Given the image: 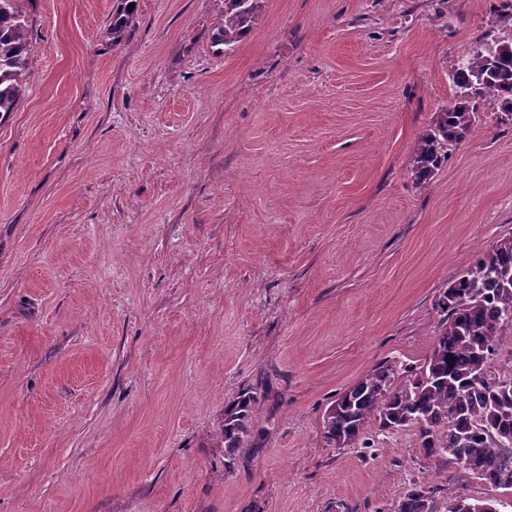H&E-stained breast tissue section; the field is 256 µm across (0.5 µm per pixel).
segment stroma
Masks as SVG:
<instances>
[{
  "instance_id": "1",
  "label": "stroma",
  "mask_w": 512,
  "mask_h": 512,
  "mask_svg": "<svg viewBox=\"0 0 512 512\" xmlns=\"http://www.w3.org/2000/svg\"><path fill=\"white\" fill-rule=\"evenodd\" d=\"M20 0L0 120V512H392L512 491L412 430L335 448L326 411L412 364L440 293L512 235V121L481 106L416 186L419 136L512 0ZM257 393L227 453L224 408ZM18 0H0V113L14 112L30 61L28 27ZM259 0H225L224 24L215 42L224 50L233 49L255 24ZM494 502L460 494L438 498L434 490L416 485L395 503L393 512H498Z\"/></svg>"
}]
</instances>
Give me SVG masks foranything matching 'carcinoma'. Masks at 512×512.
<instances>
[{
  "label": "carcinoma",
  "mask_w": 512,
  "mask_h": 512,
  "mask_svg": "<svg viewBox=\"0 0 512 512\" xmlns=\"http://www.w3.org/2000/svg\"><path fill=\"white\" fill-rule=\"evenodd\" d=\"M259 0H224V24L215 42L233 49L255 24ZM133 7L119 10L112 39H120ZM30 65L28 27L18 0H0V113L17 107ZM454 101L419 138L411 179L431 180L465 139L480 104L512 115V28L480 36L451 73ZM440 330L419 363L384 362L327 411L324 437L335 448L368 445L366 431L412 429L424 455H448L465 476L512 490V377L492 362L498 336L512 327V235L498 240L439 296ZM258 397L241 393L224 409V447H244ZM393 512H497L492 499L439 497L422 485L408 490Z\"/></svg>",
  "instance_id": "carcinoma-1"
}]
</instances>
